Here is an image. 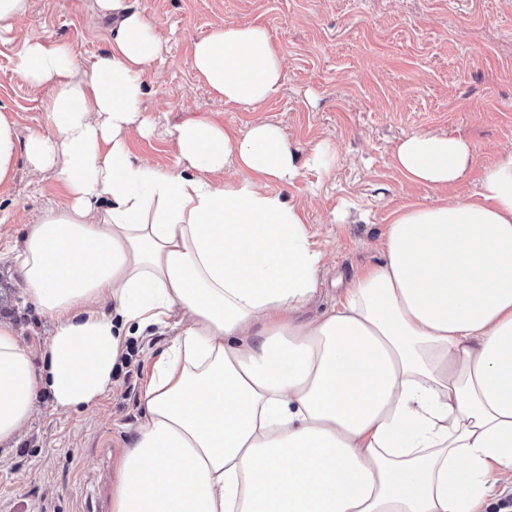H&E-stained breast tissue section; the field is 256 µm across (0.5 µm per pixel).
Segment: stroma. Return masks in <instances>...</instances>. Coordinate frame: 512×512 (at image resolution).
Returning <instances> with one entry per match:
<instances>
[{
  "mask_svg": "<svg viewBox=\"0 0 512 512\" xmlns=\"http://www.w3.org/2000/svg\"><path fill=\"white\" fill-rule=\"evenodd\" d=\"M167 42L145 76L143 106L158 118L154 132L134 136L135 158L179 169L169 134L182 121L213 117L246 130L280 126L298 156L317 141L338 148L329 176L307 171L271 192L305 207L306 227L326 251L319 298L302 314L328 308L338 289L381 261L379 240L391 213L410 203L475 197L484 167L512 150V0H130ZM227 23L263 26L284 59L282 87L261 107L225 103L193 70V47ZM117 23L95 0H29L27 13L0 37V109L20 137L45 128L42 102L51 84L32 88L15 71L23 39H50L77 59L107 52ZM430 132L470 142L475 155L456 185H408L394 162L406 134ZM69 196L51 173L33 175L19 160L12 184L0 187V315L23 326V342L39 350L51 331L23 296L12 250L44 210ZM346 205L344 223L330 213ZM167 335L126 343L127 361L109 394L70 415L47 394L25 436L0 446V512H83L87 497L110 500L109 480L142 423L141 395Z\"/></svg>",
  "mask_w": 512,
  "mask_h": 512,
  "instance_id": "obj_1",
  "label": "stroma"
}]
</instances>
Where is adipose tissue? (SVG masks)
Instances as JSON below:
<instances>
[{"mask_svg": "<svg viewBox=\"0 0 512 512\" xmlns=\"http://www.w3.org/2000/svg\"><path fill=\"white\" fill-rule=\"evenodd\" d=\"M106 56L24 41L16 71L52 83L47 132L19 138L0 110V185L19 158L58 176L14 261L52 326L35 352L0 316V445L18 442L40 392L66 413L111 391L128 337L172 330L143 391V422L112 483L111 512H477L512 470V150L476 199L396 210L367 268L319 317L323 253L303 209L268 191L338 150L298 158L276 124L212 118L172 131L180 169L135 159L151 124L143 77L163 52L129 0ZM193 68L225 103L258 108L282 86L266 29L227 25ZM474 147L412 133L394 161L413 184H457ZM235 171L217 184L214 174Z\"/></svg>", "mask_w": 512, "mask_h": 512, "instance_id": "obj_1", "label": "adipose tissue"}]
</instances>
